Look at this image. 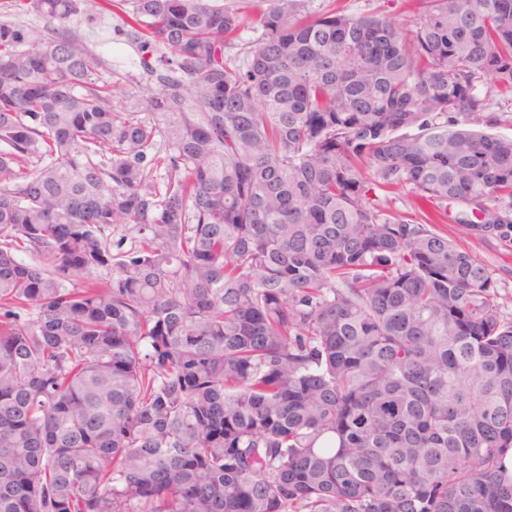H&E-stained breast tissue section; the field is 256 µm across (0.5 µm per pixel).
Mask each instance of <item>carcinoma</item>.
<instances>
[{
	"instance_id": "carcinoma-1",
	"label": "carcinoma",
	"mask_w": 512,
	"mask_h": 512,
	"mask_svg": "<svg viewBox=\"0 0 512 512\" xmlns=\"http://www.w3.org/2000/svg\"><path fill=\"white\" fill-rule=\"evenodd\" d=\"M17 2L49 26L0 21V512H512V317L368 197L512 248V137L471 126L512 0H271L236 60L234 5L124 0L162 53L120 111L69 29L106 0ZM316 14L336 11L359 15L382 11L391 15L398 24H405L417 14V3L413 0H309ZM368 196L381 208L394 213H402L412 217H417L419 214L423 215L422 211L417 208L416 199L408 187L391 190L374 188Z\"/></svg>"
}]
</instances>
